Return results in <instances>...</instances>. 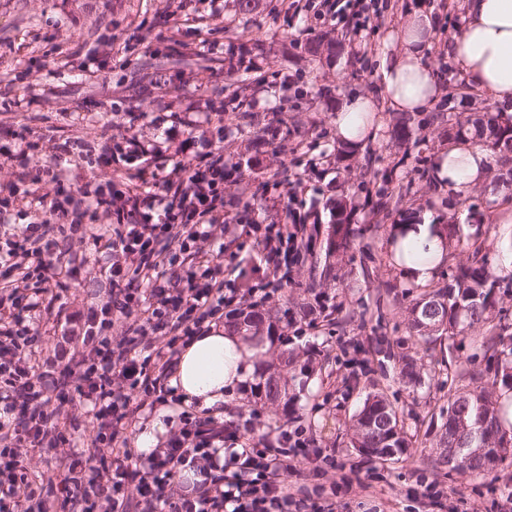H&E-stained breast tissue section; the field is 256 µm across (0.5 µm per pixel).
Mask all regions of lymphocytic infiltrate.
Instances as JSON below:
<instances>
[{
  "label": "lymphocytic infiltrate",
  "instance_id": "1",
  "mask_svg": "<svg viewBox=\"0 0 512 512\" xmlns=\"http://www.w3.org/2000/svg\"><path fill=\"white\" fill-rule=\"evenodd\" d=\"M224 127H203L191 115L174 116L158 140L132 132L105 138L100 157L140 164V178L114 170L103 182L72 186L66 168L79 144L43 138L41 161L31 164L23 135L0 145V154L23 167L9 199L0 201V223L11 224L9 207L30 208L28 223L11 224L0 240V266L35 273L46 280L70 275L62 263L61 231L91 240L108 288L87 312L62 325L52 358L27 362L24 353L40 333L37 298L13 287L10 306L0 305V512H336L323 486L288 482L307 462L320 474L331 457L304 428L269 442L238 446L234 423L182 412V427L141 468H131L128 430L140 406L129 395L139 388L165 403L156 378L169 375L178 345L204 333L222 315L226 297L247 302L281 281L290 253L300 244L288 229V208L274 199L247 209L236 221L224 219ZM195 163H182V155ZM264 228L257 246L266 258L260 283L224 289V267L213 254L218 239H238L246 228ZM196 270L174 273L178 254ZM123 336L113 338L115 322ZM166 337V349L143 358L152 336ZM79 398L91 407L90 445L71 450L79 426L61 417L64 402ZM62 449L64 474L58 492L45 496L43 483L29 477L23 449ZM201 479L185 486L183 471Z\"/></svg>",
  "mask_w": 512,
  "mask_h": 512
}]
</instances>
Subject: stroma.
Instances as JSON below:
<instances>
[{"instance_id": "1", "label": "stroma", "mask_w": 512, "mask_h": 512, "mask_svg": "<svg viewBox=\"0 0 512 512\" xmlns=\"http://www.w3.org/2000/svg\"><path fill=\"white\" fill-rule=\"evenodd\" d=\"M374 2L379 26L363 49L352 33L320 24L311 0H260L249 14L240 13L234 0H224L220 16L212 12L210 0H193L195 20L185 25L174 24L165 0H0V130L27 125V139L34 144L44 135L83 140L85 147L68 170L71 183L81 185L109 172L98 164L95 152L103 132L100 113H111V134L119 138L126 133L130 109L156 113L169 103L174 110L190 107L210 117L197 88L222 87L237 93L249 110L245 119L234 112L224 115V160L240 168L236 179L224 185L229 218L243 214L246 205L258 207L266 198L292 191L294 208L316 212L324 230L337 199L360 204L366 193L385 189L387 182H412L398 214L385 217L360 208L354 213L355 223L374 224L378 230L365 236L338 279L323 287L325 294L355 311L354 320L314 327L301 323L289 329L298 356L315 359L313 374L294 383V414L283 415L280 407L251 398L239 387L225 397L219 419L239 424L241 436L253 442L304 427L335 459L307 483L348 488L345 512H498L497 502L512 496V465H504L497 479L481 480L433 464L434 438L426 429L446 403L441 383L448 361L440 350L415 346L410 336L405 291L412 281L390 262L388 237L392 225L427 213L433 223L457 225L462 237L486 247L494 263L512 226L493 218L512 209V198H506L497 181L502 163L495 155L486 181L471 190L462 206L433 173L399 166L407 152L436 157L447 148L448 137L433 121L416 128L411 139L394 137L397 114L383 90L382 49L414 12H430L435 34L425 59L439 89L432 112L452 107L463 116L487 111L497 115L507 106L485 91L463 90L465 77L448 58V35L464 22L462 0ZM304 27L309 35L292 45L291 34ZM236 31L262 48L230 75L224 67V45ZM111 36L128 43L129 51L103 56L100 42ZM330 37L337 41L332 52L319 45ZM176 41L203 49L210 59L208 70L198 74L195 84L169 76L132 97L129 88L140 85L142 63L150 54L167 53ZM311 43L319 46L313 56L307 53ZM357 94L374 99L380 126L360 141L358 151L343 158L336 112ZM269 127L280 131L271 142L262 138ZM72 249L86 254L88 262L77 279L65 280L58 297H44L40 305L46 333L34 347L45 354L56 341L49 328L87 310L105 286L92 242H73ZM405 354L417 360L420 385H405L398 377L399 359ZM375 387L398 406L411 442L397 461H362L350 444L353 416ZM433 482L444 493L439 508L422 505L414 495Z\"/></svg>"}]
</instances>
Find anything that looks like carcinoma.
Returning <instances> with one entry per match:
<instances>
[{
	"label": "carcinoma",
	"instance_id": "cac0c4a2",
	"mask_svg": "<svg viewBox=\"0 0 512 512\" xmlns=\"http://www.w3.org/2000/svg\"><path fill=\"white\" fill-rule=\"evenodd\" d=\"M253 48L228 42L225 61L242 64ZM209 59L185 45L174 53L156 56L142 65L153 72L182 73L186 70H205ZM417 114L403 112L397 118L393 135H410ZM436 119L447 120L448 140L468 141L485 151L512 162V125L508 126L486 115L463 119L453 112L438 113ZM412 184L400 183L390 191L368 194L364 208L373 214L390 216L399 212L404 198L411 193ZM354 209L338 201L331 213V224L325 243V259L319 279H337V265L356 249L365 235L379 228L353 222ZM502 279L486 256L474 250L472 259L458 265L442 277V284L415 286L409 307V328L415 344L427 350L446 339L451 348L459 351L468 333L483 331L482 348L485 368H464L448 375V400L439 411L440 422L435 425V464L448 467L471 477H497L499 466L512 459V428L502 425L504 413L498 404V392H512V334L509 327L494 322L492 312L500 301ZM290 309L278 315L272 311L255 312L240 323H233L234 331L252 342L255 360L261 362L276 343L283 342L280 323H291ZM400 373L413 384L421 383L420 371L408 355L399 358ZM308 364L299 365L288 349H278L275 361L267 364L259 382L250 385L251 395L288 410L293 398L288 396V380L304 375ZM353 447L366 460L381 457L396 458L408 448L403 431V420L379 390L370 392L353 419ZM485 452L479 453L477 449Z\"/></svg>",
	"mask_w": 512,
	"mask_h": 512
}]
</instances>
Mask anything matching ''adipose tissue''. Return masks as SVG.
Returning a JSON list of instances; mask_svg holds the SVG:
<instances>
[{"instance_id":"ef3b65f1","label":"adipose tissue","mask_w":512,"mask_h":512,"mask_svg":"<svg viewBox=\"0 0 512 512\" xmlns=\"http://www.w3.org/2000/svg\"><path fill=\"white\" fill-rule=\"evenodd\" d=\"M465 22L448 38V56L473 88L500 101H512V0H464ZM433 33L429 14L417 12L396 34L395 46L381 60L385 95L395 111L423 112L438 89L424 50ZM485 151L451 145L436 156L435 177L454 193L465 194L483 182ZM395 237L411 242L426 262L405 261L406 274L418 284L435 276L448 253L446 240L430 217L396 225ZM252 352L241 337L218 327L193 337L182 349L169 378L185 403L218 410L227 394L252 369Z\"/></svg>"}]
</instances>
